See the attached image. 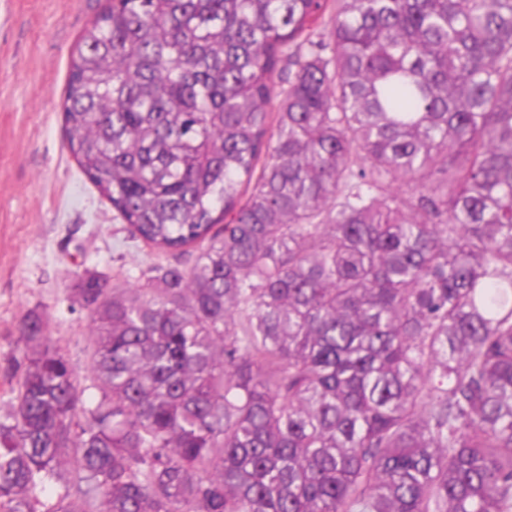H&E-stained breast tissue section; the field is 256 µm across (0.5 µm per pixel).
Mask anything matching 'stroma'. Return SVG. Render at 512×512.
Wrapping results in <instances>:
<instances>
[{"label": "stroma", "instance_id": "35a3bbf8", "mask_svg": "<svg viewBox=\"0 0 512 512\" xmlns=\"http://www.w3.org/2000/svg\"><path fill=\"white\" fill-rule=\"evenodd\" d=\"M111 0H0V417L15 404L23 322L46 333L78 375L90 369L89 318L78 274L136 286L156 255L133 240L67 146L63 106L72 55Z\"/></svg>", "mask_w": 512, "mask_h": 512}]
</instances>
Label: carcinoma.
Wrapping results in <instances>:
<instances>
[{"instance_id":"cac0c4a2","label":"carcinoma","mask_w":512,"mask_h":512,"mask_svg":"<svg viewBox=\"0 0 512 512\" xmlns=\"http://www.w3.org/2000/svg\"><path fill=\"white\" fill-rule=\"evenodd\" d=\"M63 121L195 260L27 316L0 512H512V0H119Z\"/></svg>"}]
</instances>
